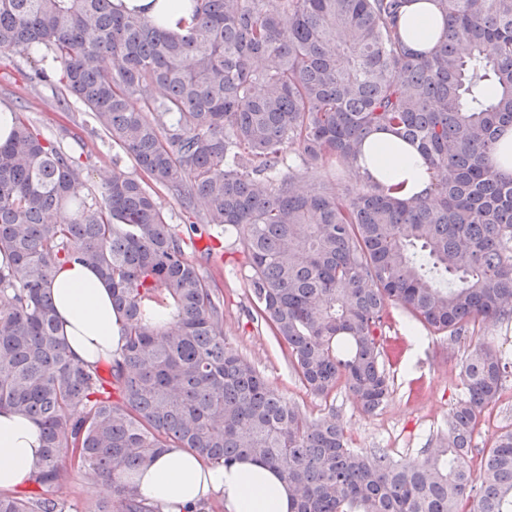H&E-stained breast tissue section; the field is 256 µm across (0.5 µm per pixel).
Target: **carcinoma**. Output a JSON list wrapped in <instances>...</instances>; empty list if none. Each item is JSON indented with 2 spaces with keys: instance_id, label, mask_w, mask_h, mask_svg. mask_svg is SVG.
I'll return each mask as SVG.
<instances>
[{
  "instance_id": "1",
  "label": "carcinoma",
  "mask_w": 512,
  "mask_h": 512,
  "mask_svg": "<svg viewBox=\"0 0 512 512\" xmlns=\"http://www.w3.org/2000/svg\"><path fill=\"white\" fill-rule=\"evenodd\" d=\"M411 2L191 0L176 32L114 0H0V52L59 63V105L81 100L136 165L97 194L23 112L0 144V409L44 439L41 491L0 493V512H66L64 449L102 479L91 512H156L123 479L165 448L250 457L278 472L293 512H512V431L471 465L512 362L475 347L436 448L355 451L335 408L307 415L226 345L219 288L154 199L175 195L192 232L239 235L253 320L325 401L343 387L373 414L392 398L393 306L452 341L511 319L512 173L491 156L512 127V0H439L430 54L400 34ZM380 127L417 147L426 195L307 185L329 161L351 167ZM71 262L111 284L122 317L107 379L60 332L50 284Z\"/></svg>"
}]
</instances>
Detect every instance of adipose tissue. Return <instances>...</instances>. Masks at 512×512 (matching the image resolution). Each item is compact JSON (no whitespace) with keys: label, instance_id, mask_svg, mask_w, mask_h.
Returning <instances> with one entry per match:
<instances>
[{"label":"adipose tissue","instance_id":"1","mask_svg":"<svg viewBox=\"0 0 512 512\" xmlns=\"http://www.w3.org/2000/svg\"><path fill=\"white\" fill-rule=\"evenodd\" d=\"M444 17L433 0H411L400 29L415 50L433 49ZM355 171L403 199L426 195L432 172L421 154L388 130L366 139ZM57 318L74 357L94 364L117 356L121 319L112 309L110 286L81 264L61 266L51 284ZM42 429L32 418L0 410V491L30 482L42 454ZM133 494L158 512H199L204 501L223 500L228 512H290V492L276 472L242 459L229 465L205 462L182 448H169L131 478Z\"/></svg>","mask_w":512,"mask_h":512}]
</instances>
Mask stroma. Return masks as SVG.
<instances>
[{
	"label": "stroma",
	"mask_w": 512,
	"mask_h": 512,
	"mask_svg": "<svg viewBox=\"0 0 512 512\" xmlns=\"http://www.w3.org/2000/svg\"><path fill=\"white\" fill-rule=\"evenodd\" d=\"M30 60V54L23 50L0 54V106L26 113L42 137L73 155L93 191H101L112 175L113 163L133 170V159L111 144L84 105L74 101L69 110H61L58 84L34 86L28 82ZM186 251L200 273L214 277L221 288L224 338L229 346L245 354L285 399L296 402L306 413L318 414L323 400L305 391L277 342L258 332L249 318V268L237 235L223 234L214 241L197 237ZM391 314L386 339L401 350L399 359L387 366L394 379L391 401L377 413L366 415L351 395L341 390L333 405L346 425L350 448H384L395 458L412 459L421 449L435 447L437 436L447 431L448 416L464 392L461 367L475 341L451 344L421 328L412 334L402 308H392ZM507 427L512 428V376L506 379L500 400L488 407L487 421L474 439L475 447H491L496 435ZM100 491L91 469L75 465L69 468L57 493L77 512H87Z\"/></svg>",
	"instance_id": "35a3bbf8"
}]
</instances>
